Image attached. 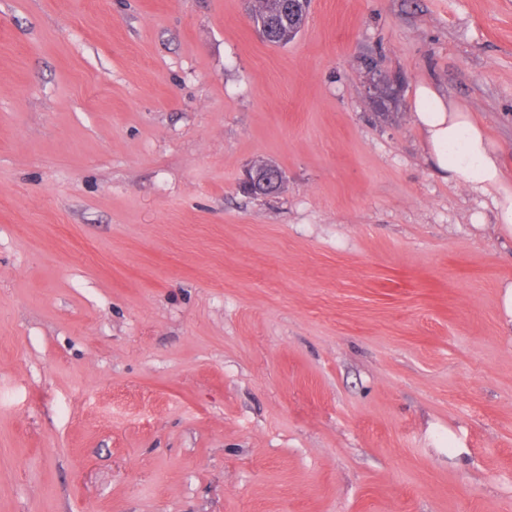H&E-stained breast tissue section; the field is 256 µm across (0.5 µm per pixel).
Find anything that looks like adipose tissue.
<instances>
[{"mask_svg":"<svg viewBox=\"0 0 512 512\" xmlns=\"http://www.w3.org/2000/svg\"><path fill=\"white\" fill-rule=\"evenodd\" d=\"M412 119L421 132L429 160L470 191L484 197L493 227L512 237V182L504 175L500 157L485 128L432 86L415 93Z\"/></svg>","mask_w":512,"mask_h":512,"instance_id":"adipose-tissue-1","label":"adipose tissue"}]
</instances>
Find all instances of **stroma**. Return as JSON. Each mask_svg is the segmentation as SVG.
I'll use <instances>...</instances> for the list:
<instances>
[{
	"label": "stroma",
	"instance_id": "stroma-1",
	"mask_svg": "<svg viewBox=\"0 0 512 512\" xmlns=\"http://www.w3.org/2000/svg\"><path fill=\"white\" fill-rule=\"evenodd\" d=\"M423 82L512 175V0H0V512H512V239ZM288 2L296 8L295 11L289 8V14ZM303 6L300 0H251L250 11L253 21L256 24L261 21L270 28L269 30L267 26H254L255 31L263 41H267L269 31L270 34L278 36L279 28L284 26L280 31V43H291L301 31V28L292 22V17H300ZM288 19L291 22H288ZM287 25L288 27H285ZM412 119L421 132L429 160L444 174L486 198L493 228L512 237V183L485 128L472 112L441 97L432 86L416 90ZM457 151L453 152V148ZM275 177L274 184H269L268 179ZM284 182L282 171L275 165L265 161H258L251 164L244 173L242 183L247 189H257L261 192L265 189L270 193L279 190Z\"/></svg>",
	"mask_w": 512,
	"mask_h": 512
}]
</instances>
